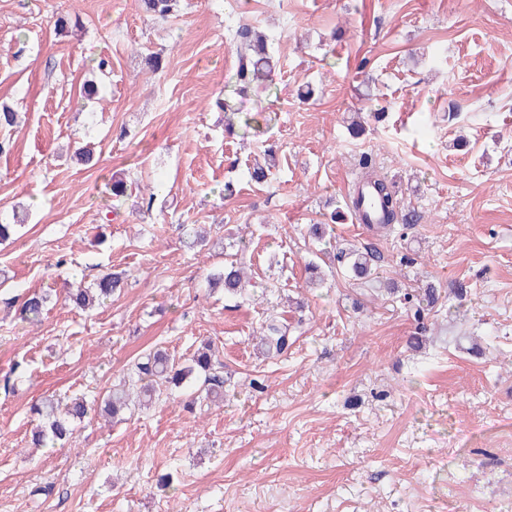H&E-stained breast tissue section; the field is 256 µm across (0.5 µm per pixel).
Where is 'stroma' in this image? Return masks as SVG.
<instances>
[{
	"instance_id": "obj_1",
	"label": "stroma",
	"mask_w": 512,
	"mask_h": 512,
	"mask_svg": "<svg viewBox=\"0 0 512 512\" xmlns=\"http://www.w3.org/2000/svg\"><path fill=\"white\" fill-rule=\"evenodd\" d=\"M56 13L77 27L55 34ZM243 24L277 66L241 95ZM91 79L106 90L89 104ZM219 98L266 123L226 132ZM0 105L20 117L0 129V222L18 227L0 243V512H512V0H180L165 22L139 0H0ZM383 106L352 139L354 112ZM365 154L421 219L401 237L337 219V242L379 254V283L328 254L308 287L306 227L344 210ZM241 237V295L209 289ZM122 270L105 305L65 304L66 283ZM429 283L414 349L386 288ZM34 291L30 325L15 306ZM273 319L295 338L283 356L256 348ZM207 341L223 403L188 410L184 387L119 420L95 407L73 444L28 447L37 400L102 397L145 352L182 362ZM46 303L47 296L45 295L38 293L27 294L16 310V313H18V317L22 322L33 324L41 322Z\"/></svg>"
}]
</instances>
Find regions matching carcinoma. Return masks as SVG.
<instances>
[{
	"instance_id": "carcinoma-1",
	"label": "carcinoma",
	"mask_w": 512,
	"mask_h": 512,
	"mask_svg": "<svg viewBox=\"0 0 512 512\" xmlns=\"http://www.w3.org/2000/svg\"><path fill=\"white\" fill-rule=\"evenodd\" d=\"M142 9L149 15L166 20L176 9L178 0H140ZM236 52L238 66L234 74L235 83L240 91L246 92L264 82L272 80L271 56L268 51L267 38L254 28L243 25L236 31ZM267 165L256 167L250 172L251 180L256 183L267 181L271 169L275 167L276 154L273 148L264 151ZM363 180L370 186L372 194L379 204L380 219L376 225L378 230L389 231L395 225L407 230L419 222L420 215L413 209L404 210L394 186L377 177L371 166H363ZM378 256L373 251L358 248H340L336 252V261L347 267L358 279H368L376 273ZM126 274L105 273L92 284L73 285L67 291L66 300L75 308L90 309L103 305L111 299L117 290L124 287ZM248 279L247 268L232 261L209 276L208 282L219 285L230 295L241 293ZM401 304L420 325L426 330L424 320L438 301L437 289L428 284L423 287L405 291L400 295ZM47 303V296L38 293L28 294L16 310L21 321L36 323L41 321ZM293 344V337L288 335V327L275 321L268 323L259 333L258 347L267 355H279ZM218 360L211 347L205 345L198 349L184 364H179L163 350H151L127 373L121 387L113 390L105 400L104 412L115 416L128 407L131 396L151 400L160 397L175 386L180 387L189 380H202L204 399L211 403L223 400L224 378L217 371ZM35 413L44 417L45 428L35 432L32 444H60L75 439L76 424L83 420L89 411L85 398L71 397L62 403L47 399L33 406Z\"/></svg>"
}]
</instances>
